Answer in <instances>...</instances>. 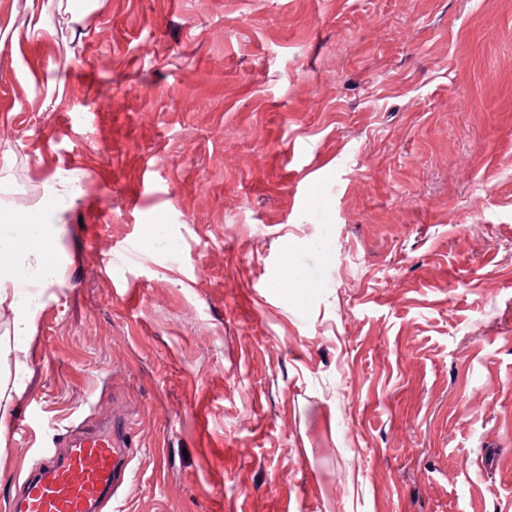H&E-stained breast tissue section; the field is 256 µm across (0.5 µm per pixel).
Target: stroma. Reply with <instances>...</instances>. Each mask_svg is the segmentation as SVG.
<instances>
[{
  "mask_svg": "<svg viewBox=\"0 0 512 512\" xmlns=\"http://www.w3.org/2000/svg\"><path fill=\"white\" fill-rule=\"evenodd\" d=\"M94 2L0 0V512L114 420L103 512H512V0ZM43 226H45L43 240L38 245L24 249L10 245L6 250L1 249L0 306L8 303L9 307L17 311L19 318L14 322L11 341L3 344L0 337L1 373L4 364L9 368L12 363L14 368L11 383L10 372L7 373L6 381L3 384L2 381L0 382V435L6 430L9 422L8 401L11 399L9 391L14 389L19 391V374L25 367L29 354V336L27 335L38 308L40 296V291H22L18 287V281L26 274L46 268L47 247L57 232V224L46 222Z\"/></svg>",
  "mask_w": 512,
  "mask_h": 512,
  "instance_id": "35a3bbf8",
  "label": "stroma"
}]
</instances>
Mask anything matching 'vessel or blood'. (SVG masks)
I'll return each instance as SVG.
<instances>
[{"mask_svg": "<svg viewBox=\"0 0 512 512\" xmlns=\"http://www.w3.org/2000/svg\"><path fill=\"white\" fill-rule=\"evenodd\" d=\"M129 453L112 429L76 426L64 457L25 479L15 512H96L118 484Z\"/></svg>", "mask_w": 512, "mask_h": 512, "instance_id": "obj_1", "label": "vessel or blood"}]
</instances>
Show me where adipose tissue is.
<instances>
[{
    "label": "adipose tissue",
    "mask_w": 512,
    "mask_h": 512,
    "mask_svg": "<svg viewBox=\"0 0 512 512\" xmlns=\"http://www.w3.org/2000/svg\"><path fill=\"white\" fill-rule=\"evenodd\" d=\"M56 231V224L46 223L38 245L24 249L12 246L0 251V305H9L18 314L10 342L0 343V367L9 364L19 372L26 365L28 331L38 308L39 294L33 290H21L18 282L26 274L45 268L47 247Z\"/></svg>",
    "instance_id": "ef3b65f1"
}]
</instances>
